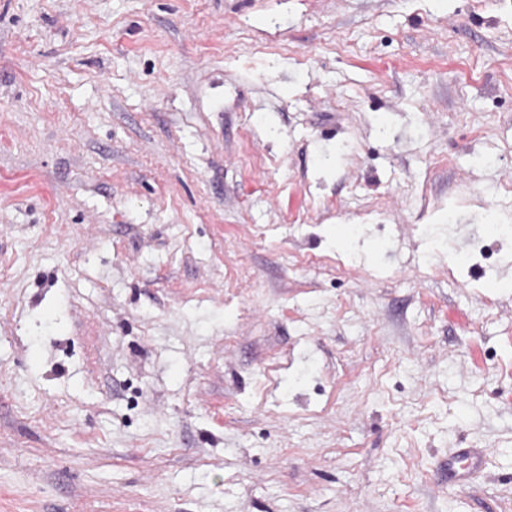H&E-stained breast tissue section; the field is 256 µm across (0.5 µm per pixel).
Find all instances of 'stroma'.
<instances>
[{
    "instance_id": "1",
    "label": "stroma",
    "mask_w": 512,
    "mask_h": 512,
    "mask_svg": "<svg viewBox=\"0 0 512 512\" xmlns=\"http://www.w3.org/2000/svg\"><path fill=\"white\" fill-rule=\"evenodd\" d=\"M506 224L512 0H0V512H512ZM487 452L473 448H459L448 457V482L467 486L472 476L485 464Z\"/></svg>"
}]
</instances>
